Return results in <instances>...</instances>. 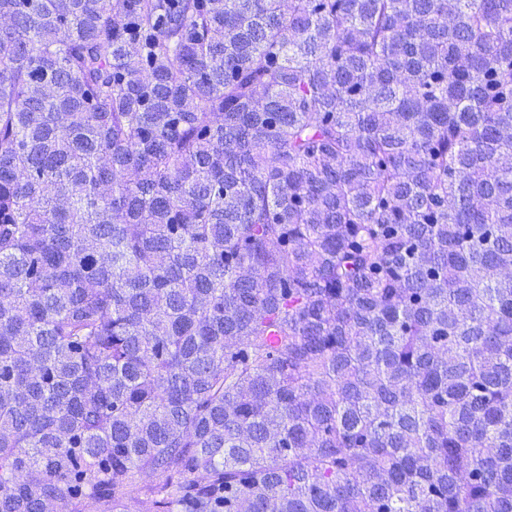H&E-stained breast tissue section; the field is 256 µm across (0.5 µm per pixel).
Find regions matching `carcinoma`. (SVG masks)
<instances>
[{
  "label": "carcinoma",
  "instance_id": "cac0c4a2",
  "mask_svg": "<svg viewBox=\"0 0 512 512\" xmlns=\"http://www.w3.org/2000/svg\"><path fill=\"white\" fill-rule=\"evenodd\" d=\"M91 503L512 512V0H0V512Z\"/></svg>",
  "mask_w": 512,
  "mask_h": 512
}]
</instances>
